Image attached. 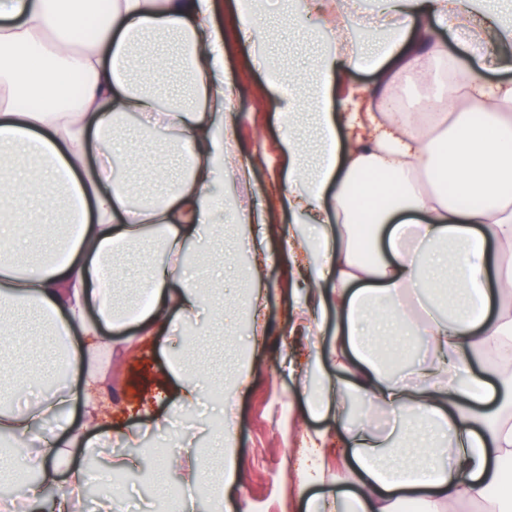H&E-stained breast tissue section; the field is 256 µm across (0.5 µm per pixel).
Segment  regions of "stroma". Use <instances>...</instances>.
<instances>
[{"label":"stroma","instance_id":"35a3bbf8","mask_svg":"<svg viewBox=\"0 0 512 512\" xmlns=\"http://www.w3.org/2000/svg\"><path fill=\"white\" fill-rule=\"evenodd\" d=\"M265 19L281 33L275 53L300 66L311 65L318 46L298 36L296 16L271 9ZM224 69L235 83L231 112L237 161L250 170L248 183L228 179L224 183L227 201L262 205L269 216L267 225L231 224L226 236L239 239L266 234L270 261L262 268L265 293L263 318L267 327L262 353L250 355L246 336L249 329L247 302L250 297L247 272L253 265L250 252L230 256L224 275V306L220 314L203 312L199 321L209 328L204 337L202 360L209 372L203 392L213 386H231L246 359L255 368L248 386L238 393L232 448L242 463L240 481L231 498L243 502L248 512H300L299 476L309 475L313 491H320L323 479L334 475L336 460L311 449L309 434L322 429L323 420L311 414L298 378L305 363L323 353L332 340L333 317H326L324 332L316 336L302 329L299 313L308 302V288L288 260V225L292 220L286 201L283 135L284 126L275 109V93H262L261 71L251 64L244 42L231 41L224 48ZM164 367L149 351L128 355L112 366V400L118 410L113 419L109 443L98 448L103 461L125 476L123 488L113 491L116 512H153L157 484L139 479V455L128 452L123 431L138 426L143 407L167 416L164 433L149 429L141 445L155 447L161 435L174 442L189 438L194 448L209 444V421L220 417L222 405L206 399L195 408L178 409L173 392L159 384Z\"/></svg>","mask_w":512,"mask_h":512}]
</instances>
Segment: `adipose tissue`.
Here are the masks:
<instances>
[{
    "instance_id": "obj_1",
    "label": "adipose tissue",
    "mask_w": 512,
    "mask_h": 512,
    "mask_svg": "<svg viewBox=\"0 0 512 512\" xmlns=\"http://www.w3.org/2000/svg\"><path fill=\"white\" fill-rule=\"evenodd\" d=\"M496 9L475 0H382L375 46L358 45L347 0H278L300 17L302 36L323 35L313 69L275 62V35L260 18L269 0H236L225 24L216 0H0V212L10 223L35 224L36 206L59 209L79 234L48 253L36 236L16 244L0 229V311L31 308L50 324L66 376L76 388L46 391L19 407L31 379L1 364L12 401L0 412V434L27 448L36 483L18 497L32 512L43 488H59L74 512L87 484L82 454L112 437L113 354L138 350L164 355V382L177 386L176 404L194 407L200 384L186 375L167 337L193 325L224 281L211 262L206 227L232 220L264 224L265 212H224V181L243 176L236 161L228 106L234 85L224 74L231 33L247 40L276 92L286 128L288 209L315 234L289 239L294 262L312 284L303 313L310 333L334 314L335 336L324 363L335 377L304 384L310 412L332 428L313 447H336V490L306 497L303 512H400L407 501L425 512H457L485 502L505 512L502 462L512 458V413L492 406L499 393L472 367L476 356L512 360V307L488 317L489 298L512 294V80L491 82L490 69L512 59L490 54L491 41H512V0ZM93 25L89 44L74 36ZM460 39L463 81L449 101H463L443 121L422 125L417 114L390 109L404 80L440 78L448 51L440 34ZM368 69L369 87L349 82ZM79 76V96L65 77ZM141 136L167 152L145 170L140 187L125 173L132 159L122 133L128 118ZM479 204L463 205V198ZM159 248L132 296L104 288L105 272L132 249ZM368 412H386L410 427L422 461L403 462L371 422L352 420L351 398ZM78 406L79 423L60 416ZM233 414L212 446L221 478L218 504L238 483L230 442ZM454 443L448 464L438 461L441 435Z\"/></svg>"
}]
</instances>
